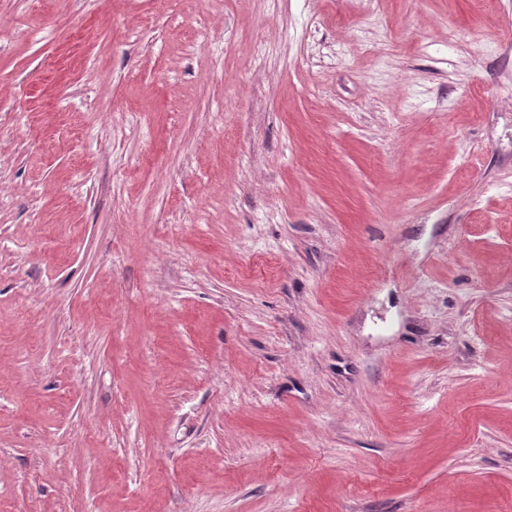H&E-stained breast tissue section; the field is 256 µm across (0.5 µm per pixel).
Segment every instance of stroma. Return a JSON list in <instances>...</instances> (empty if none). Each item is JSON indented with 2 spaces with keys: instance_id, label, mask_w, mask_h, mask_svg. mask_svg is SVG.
<instances>
[{
  "instance_id": "35a3bbf8",
  "label": "stroma",
  "mask_w": 512,
  "mask_h": 512,
  "mask_svg": "<svg viewBox=\"0 0 512 512\" xmlns=\"http://www.w3.org/2000/svg\"><path fill=\"white\" fill-rule=\"evenodd\" d=\"M5 512H512V0H0Z\"/></svg>"
}]
</instances>
